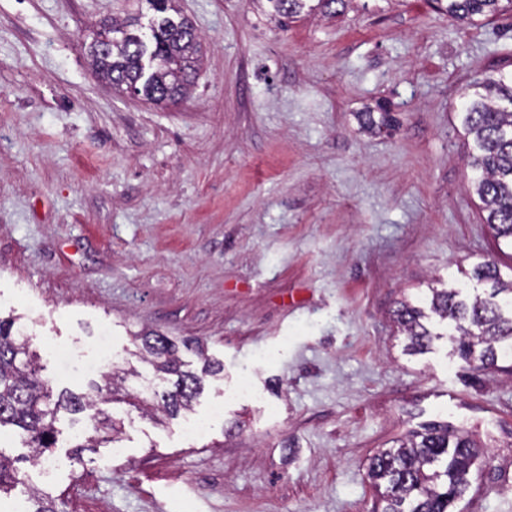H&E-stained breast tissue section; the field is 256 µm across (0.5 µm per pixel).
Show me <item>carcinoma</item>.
Returning a JSON list of instances; mask_svg holds the SVG:
<instances>
[{
	"mask_svg": "<svg viewBox=\"0 0 512 512\" xmlns=\"http://www.w3.org/2000/svg\"><path fill=\"white\" fill-rule=\"evenodd\" d=\"M174 0H162L154 9L155 26L150 28L155 68L149 78L141 79L144 35L139 20L129 17L112 20L123 29L118 41L103 40L90 46L87 55L95 73L118 91L134 92L156 104H175L187 94L199 69L200 45L188 19L171 15ZM269 15L285 25L301 14L345 6L347 0H266ZM435 9L459 20L474 23L506 11L512 12V0H433ZM178 24H172L173 20ZM461 124L472 138L470 167L474 172L471 188L485 223L496 244L512 248V74L488 77L467 85L461 93ZM362 128L368 132L388 129L397 123L389 112L371 110L358 113ZM472 278L487 285L483 292L465 294L458 288H430L423 304L405 299L393 311L395 322L406 338L404 352L419 355L431 349L440 334L431 329L432 320L444 323L458 333L456 352L467 363L483 368L497 366L499 358L512 357V279L504 280L492 263L473 267ZM24 325L13 318L0 319V427L19 430L31 454L23 457L37 461L56 445L55 424L63 416H77L96 409L101 435L86 440V448H106L122 433V422L110 406L125 402L146 414H155L147 401L130 394L125 387L135 370L111 367L104 382H92L85 392L63 390L53 395L39 377L38 355L22 334ZM138 354L151 364L158 380L171 385L161 396V411L175 417L193 409V401L203 389L206 376L224 371V365L211 362L197 341L184 340L185 348L195 350L203 361L201 373L183 369L178 346L169 337L155 332L134 336ZM482 450L468 435L448 428L425 426L409 432L396 448H384L372 458L368 476L384 503L382 512H451L470 487L472 474L479 470ZM15 460L0 454V495L19 483ZM30 512H57L56 498L48 491H35Z\"/></svg>",
	"mask_w": 512,
	"mask_h": 512,
	"instance_id": "cac0c4a2",
	"label": "carcinoma"
}]
</instances>
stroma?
Returning a JSON list of instances; mask_svg holds the SVG:
<instances>
[{"label": "stroma", "mask_w": 512, "mask_h": 512, "mask_svg": "<svg viewBox=\"0 0 512 512\" xmlns=\"http://www.w3.org/2000/svg\"><path fill=\"white\" fill-rule=\"evenodd\" d=\"M201 45L183 102L119 93L88 34L127 0H0V317L29 323L41 376L83 391L133 337L196 339L224 372L194 414L125 404L117 449L61 418L0 512H373L374 454L423 423L483 450L453 512H512V361L434 340L408 356L392 312L440 281L476 288L497 250L467 190L459 89L512 73V13L469 25L431 0H349L280 27L251 0H177ZM383 105L395 128L364 132ZM205 434H188L193 418Z\"/></svg>", "instance_id": "35a3bbf8"}]
</instances>
